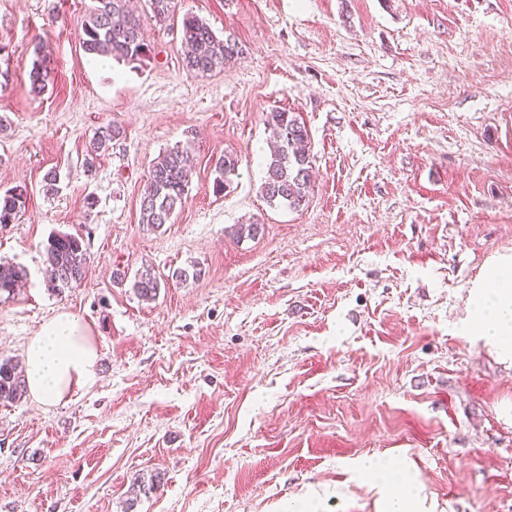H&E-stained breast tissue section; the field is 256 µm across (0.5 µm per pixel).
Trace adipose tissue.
I'll return each instance as SVG.
<instances>
[{
	"instance_id": "obj_1",
	"label": "adipose tissue",
	"mask_w": 512,
	"mask_h": 512,
	"mask_svg": "<svg viewBox=\"0 0 512 512\" xmlns=\"http://www.w3.org/2000/svg\"><path fill=\"white\" fill-rule=\"evenodd\" d=\"M464 331L512 363V255L495 258L470 290ZM98 360L89 328L75 315L60 313L27 346L28 390L41 402L67 401L74 391L95 382ZM362 470L384 493L381 512H420V489L404 469L369 459Z\"/></svg>"
}]
</instances>
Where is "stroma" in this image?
I'll list each match as a JSON object with an SVG mask.
<instances>
[{
  "instance_id": "stroma-1",
  "label": "stroma",
  "mask_w": 512,
  "mask_h": 512,
  "mask_svg": "<svg viewBox=\"0 0 512 512\" xmlns=\"http://www.w3.org/2000/svg\"><path fill=\"white\" fill-rule=\"evenodd\" d=\"M175 3L160 25L134 0L152 55L126 63L82 50L91 0H0V192L28 189L0 228V260L27 271L0 300V358L62 312L100 353L67 403L0 405V512H379L368 458L407 468L426 512H512V367L462 333L469 288L512 253V0ZM187 14L242 55L184 71ZM273 109L309 132L299 210L260 190ZM179 145L188 197L154 230L139 201ZM225 150L242 162L217 195ZM59 232L90 256L61 294L43 263ZM146 266L168 282L156 300L112 280ZM121 134L120 128L112 125L101 127L95 134L94 138L89 143L84 165L87 171H92L95 162L101 156L102 152L109 148L111 143Z\"/></svg>"
}]
</instances>
